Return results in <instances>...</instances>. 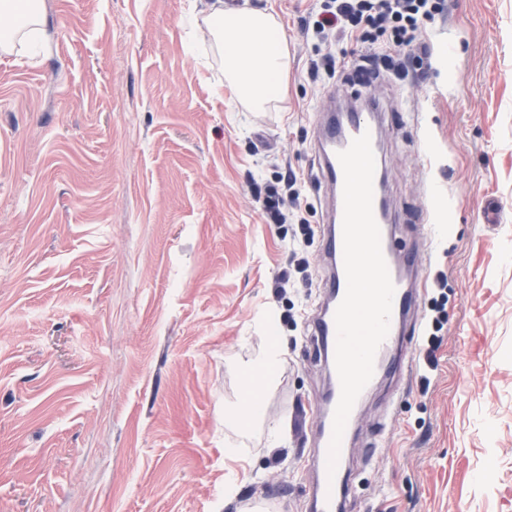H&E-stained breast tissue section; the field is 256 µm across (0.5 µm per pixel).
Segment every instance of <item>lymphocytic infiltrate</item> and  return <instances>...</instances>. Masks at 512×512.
Here are the masks:
<instances>
[{"label":"lymphocytic infiltrate","mask_w":512,"mask_h":512,"mask_svg":"<svg viewBox=\"0 0 512 512\" xmlns=\"http://www.w3.org/2000/svg\"><path fill=\"white\" fill-rule=\"evenodd\" d=\"M446 0H323L312 12L311 39L321 44L353 42L367 51L364 67L384 66L398 77L409 74V53L424 48L425 22L443 14ZM297 178L288 175L283 190H270L263 201L267 223L296 222L300 235L309 229L302 215Z\"/></svg>","instance_id":"1"}]
</instances>
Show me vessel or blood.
I'll list each match as a JSON object with an SVG mask.
<instances>
[{
	"instance_id": "1",
	"label": "vessel or blood",
	"mask_w": 512,
	"mask_h": 512,
	"mask_svg": "<svg viewBox=\"0 0 512 512\" xmlns=\"http://www.w3.org/2000/svg\"><path fill=\"white\" fill-rule=\"evenodd\" d=\"M379 110V105L373 103L365 113L340 112L333 100L325 99L313 117L312 151L324 206L319 235L327 270L322 281V302L308 322V337L318 361L327 371V385L308 425L314 442L313 476L306 492L308 512H345L352 500L356 478L342 460L338 461L335 473L327 471L333 416L341 392L335 367V312L347 289L342 234L344 174L337 154L365 133L369 134L372 147H379ZM372 207L381 232L382 252L395 285L390 329L377 350L374 376L390 378L398 387L410 366L404 346L406 337L415 335L418 325L417 294L412 285L420 279L423 262L416 246L403 244L390 203L378 183L373 186Z\"/></svg>"
}]
</instances>
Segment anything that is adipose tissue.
Listing matches in <instances>:
<instances>
[{
    "label": "adipose tissue",
    "mask_w": 512,
    "mask_h": 512,
    "mask_svg": "<svg viewBox=\"0 0 512 512\" xmlns=\"http://www.w3.org/2000/svg\"><path fill=\"white\" fill-rule=\"evenodd\" d=\"M202 20L224 58V80L250 111H268L284 99L288 85V41L266 9L243 7L232 12L212 8ZM43 23L39 0H0V50L7 52L31 38ZM284 348L276 332L265 336L258 356L245 363L244 375L271 388Z\"/></svg>",
    "instance_id": "adipose-tissue-1"
}]
</instances>
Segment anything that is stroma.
Here are the masks:
<instances>
[{"label": "stroma", "mask_w": 512, "mask_h": 512, "mask_svg": "<svg viewBox=\"0 0 512 512\" xmlns=\"http://www.w3.org/2000/svg\"><path fill=\"white\" fill-rule=\"evenodd\" d=\"M223 3L282 24L278 109L217 96L223 65L187 50L209 48L186 25L193 0H42L46 50L0 52V512H305L321 241L294 245L256 191L294 172L321 224L311 119L328 94L397 113L386 179L406 242L425 239L428 181L452 202L418 296L427 309L447 277L445 339L436 365L414 351L398 396L367 397L355 446L378 451L354 508L512 512V0H450L418 86L357 84L352 43L311 82L313 0ZM267 310L285 348L263 395L268 423L290 422L277 447L266 426L224 424Z\"/></svg>", "instance_id": "obj_1"}]
</instances>
